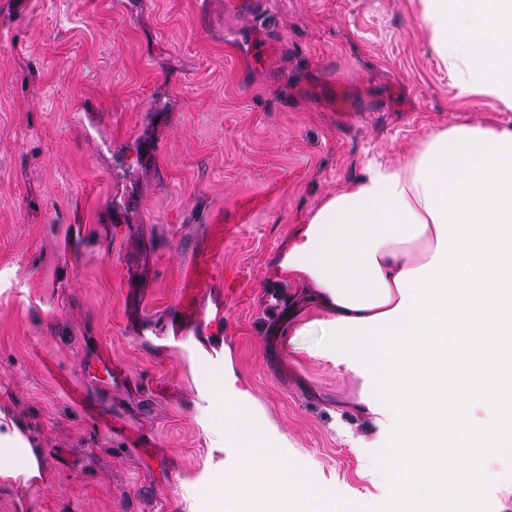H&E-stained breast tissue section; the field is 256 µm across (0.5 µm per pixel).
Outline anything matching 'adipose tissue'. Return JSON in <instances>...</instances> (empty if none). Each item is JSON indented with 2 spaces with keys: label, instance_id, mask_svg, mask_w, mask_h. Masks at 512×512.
<instances>
[{
  "label": "adipose tissue",
  "instance_id": "1",
  "mask_svg": "<svg viewBox=\"0 0 512 512\" xmlns=\"http://www.w3.org/2000/svg\"><path fill=\"white\" fill-rule=\"evenodd\" d=\"M420 20L457 97L512 109V0H420ZM276 275L304 289L289 336L322 326L326 358L364 380L352 412L397 426L380 463L409 485L408 512H422L464 445L459 512H480L492 461L512 455V367L499 359L512 349V126L459 124L431 132L406 165L369 163L294 230ZM205 380L225 440L242 450L224 478L232 512L259 492L316 512L329 488L283 465L232 363ZM452 387L498 423L449 407Z\"/></svg>",
  "mask_w": 512,
  "mask_h": 512
}]
</instances>
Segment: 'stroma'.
I'll use <instances>...</instances> for the list:
<instances>
[{
  "mask_svg": "<svg viewBox=\"0 0 512 512\" xmlns=\"http://www.w3.org/2000/svg\"><path fill=\"white\" fill-rule=\"evenodd\" d=\"M331 79L352 114L315 103ZM490 121L512 110L455 97L419 0H275L248 22L224 0H0V446L20 433L41 471L0 477V512H218L241 454L206 410L210 331L186 334L178 312L205 248L222 274L199 304L223 307L282 458L329 486L321 512H404L377 451L392 429L346 411L361 380L325 358L322 330L280 335L302 289L274 269L368 161ZM101 355L168 393L101 390L80 371ZM72 384L136 440L71 403Z\"/></svg>",
  "mask_w": 512,
  "mask_h": 512,
  "instance_id": "obj_1",
  "label": "stroma"
}]
</instances>
